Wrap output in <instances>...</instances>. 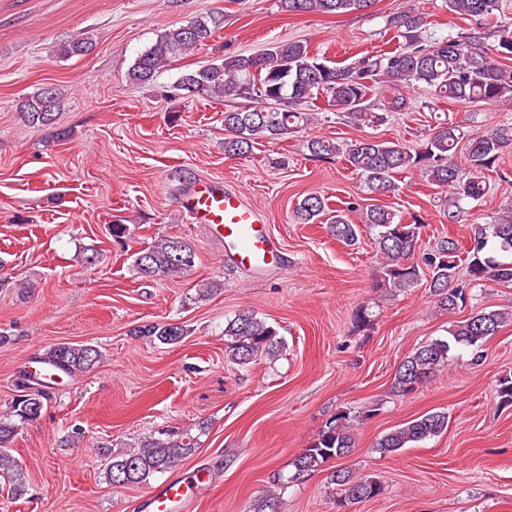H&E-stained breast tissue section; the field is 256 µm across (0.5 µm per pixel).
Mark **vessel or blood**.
<instances>
[{
    "label": "vessel or blood",
    "mask_w": 512,
    "mask_h": 512,
    "mask_svg": "<svg viewBox=\"0 0 512 512\" xmlns=\"http://www.w3.org/2000/svg\"><path fill=\"white\" fill-rule=\"evenodd\" d=\"M184 207L192 223L205 225L223 240L224 260L233 267L256 269L276 258L278 247L272 234L240 193L209 185L192 190ZM208 482L200 469L188 478L172 477L142 497L140 512H180L190 492L204 489Z\"/></svg>",
    "instance_id": "obj_1"
}]
</instances>
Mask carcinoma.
I'll list each match as a JSON object with an SVG mask.
<instances>
[{"label": "carcinoma", "instance_id": "1", "mask_svg": "<svg viewBox=\"0 0 512 512\" xmlns=\"http://www.w3.org/2000/svg\"><path fill=\"white\" fill-rule=\"evenodd\" d=\"M375 0H280L281 10L293 13L340 15L363 12ZM448 13L460 19H475L491 32L475 29L433 38L426 30L423 9L412 5L394 14L389 28L395 31L398 46L376 55H364L346 65H338L310 50L308 43L282 41L270 44L258 55H233L185 71L177 88L216 98L240 99L244 106L224 112V153L241 156L251 152L260 138L281 139L306 130L314 121L313 110L336 113V118L352 126L374 128L384 125L390 114L410 109L405 88H425L433 99L489 105L512 104V23L502 20V0H444ZM220 25L213 14L197 17L186 26L158 35L129 70L135 83L154 80L157 73L191 50L206 44ZM493 43H488V37ZM93 48L86 38L75 37L59 49L65 57L84 56ZM60 96L53 87L27 96L20 112L33 123L50 126L55 122ZM312 156L322 159L344 157L352 171L363 179L370 194L394 192V176L416 171L429 184L448 189V221L469 228L465 243L450 236L436 248L415 259L425 224L418 218L404 221L397 210L371 204L362 209V223L375 230L374 247L383 258L375 287L402 291L424 276L439 308L456 312L470 299V286L512 283V207L493 224L469 222L468 206L491 193L485 174L498 170L504 153L512 149V125H501L469 136L459 126L443 120L412 146L400 142L364 139L349 146L326 137L306 141ZM356 207L331 210L326 198L306 195L296 206L299 224L325 222L331 236L352 247L359 239L360 225L349 213ZM194 245L184 238L169 237L139 252L134 267L140 278L155 280L195 266ZM512 318L503 310H481L455 321L448 337L416 348L399 365L393 382L404 396L435 372L456 363L459 348L471 351V363L483 359L486 338L498 333ZM358 331L372 329L375 314L363 304L353 313ZM134 335L176 345L187 335L178 324L153 323L134 328ZM224 353L230 363L244 367L259 357L272 358L283 346L279 331L252 311L236 314L224 325ZM103 353L92 345L58 343L42 360L59 372L75 375L93 368ZM46 393L38 388L17 399L0 415V478L7 481L11 498L27 492V479L11 453L20 427L36 420L44 407ZM496 397L501 405L512 406V374L500 376ZM448 427L445 412L426 413L384 435L376 443L383 456L394 454L413 443L435 437ZM207 425L173 431L165 437L147 436L139 446L122 452L105 451V478L118 486H135L163 474L175 464L194 456L201 446ZM353 419L339 410L326 421L310 445L293 461V477L320 470L354 447ZM339 487L337 505L368 501L383 492L381 482L371 476H356L342 469L330 474ZM249 512H281L280 497L271 492L256 499Z\"/></svg>", "mask_w": 512, "mask_h": 512}]
</instances>
